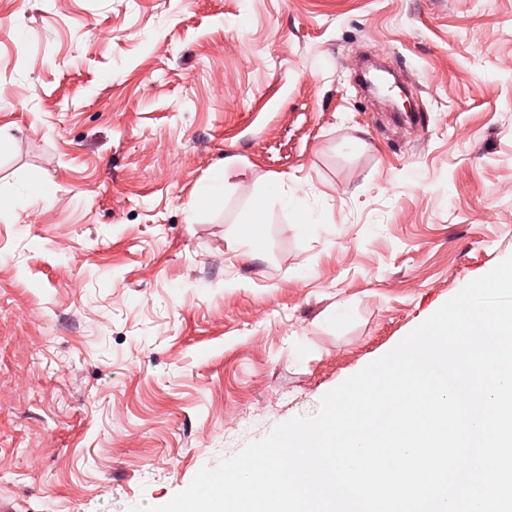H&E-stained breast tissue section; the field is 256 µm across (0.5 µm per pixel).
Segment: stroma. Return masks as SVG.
Wrapping results in <instances>:
<instances>
[{
	"instance_id": "35a3bbf8",
	"label": "stroma",
	"mask_w": 512,
	"mask_h": 512,
	"mask_svg": "<svg viewBox=\"0 0 512 512\" xmlns=\"http://www.w3.org/2000/svg\"><path fill=\"white\" fill-rule=\"evenodd\" d=\"M369 50L420 126L361 96ZM31 178L0 211V512L164 504L512 255V0H0V194ZM272 178L294 201L242 246ZM226 184L221 176H213L198 186L195 205L204 208H220L224 205Z\"/></svg>"
}]
</instances>
